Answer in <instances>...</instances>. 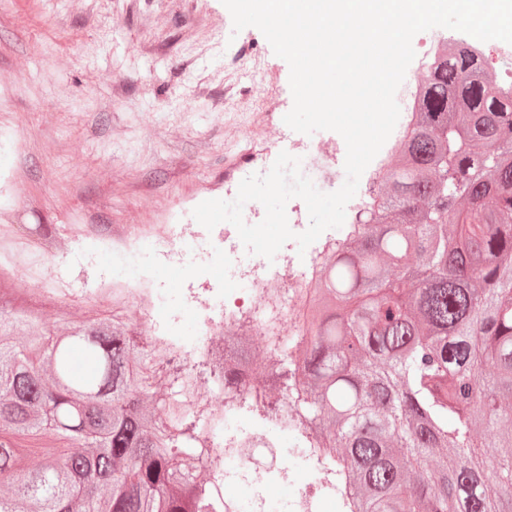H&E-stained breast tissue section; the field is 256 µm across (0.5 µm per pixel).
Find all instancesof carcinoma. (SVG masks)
<instances>
[{
    "label": "carcinoma",
    "mask_w": 512,
    "mask_h": 512,
    "mask_svg": "<svg viewBox=\"0 0 512 512\" xmlns=\"http://www.w3.org/2000/svg\"><path fill=\"white\" fill-rule=\"evenodd\" d=\"M412 115L262 379L246 339L212 368L227 399L258 380L265 412L288 401L350 512H512V92L455 39ZM19 295L0 284V512H215L205 410L147 409L199 364L129 335L118 296L51 329Z\"/></svg>",
    "instance_id": "obj_1"
}]
</instances>
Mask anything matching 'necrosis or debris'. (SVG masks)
<instances>
[{"label": "necrosis or debris", "mask_w": 512, "mask_h": 512, "mask_svg": "<svg viewBox=\"0 0 512 512\" xmlns=\"http://www.w3.org/2000/svg\"><path fill=\"white\" fill-rule=\"evenodd\" d=\"M410 119V113L400 115L394 131L369 164L361 206H370L379 174L406 135ZM100 239L120 263L110 287L121 289L142 312L145 321H152L164 308L167 297L154 288L135 264L142 245L149 242L168 250H184L195 244V236L175 238L166 234L163 225L136 224L117 232L101 233ZM315 269V264L298 267L287 259L271 271L262 256H253L247 283L231 279L223 291L198 299L200 335H222L229 339L245 324L259 337L272 331L286 333L297 321L302 290ZM211 393L205 425L217 450V461L209 473L218 487L222 512H268L266 490L276 483L295 486L290 512H323L326 502L335 501L340 492L336 471L314 457L310 449L299 448L294 453L311 473L306 483L295 484L289 455L272 437L273 432L285 433L293 428L287 409L266 416L256 412L247 400L225 402L220 387H212Z\"/></svg>", "instance_id": "1"}]
</instances>
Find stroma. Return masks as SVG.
I'll return each mask as SVG.
<instances>
[{"instance_id": "1", "label": "stroma", "mask_w": 512, "mask_h": 512, "mask_svg": "<svg viewBox=\"0 0 512 512\" xmlns=\"http://www.w3.org/2000/svg\"><path fill=\"white\" fill-rule=\"evenodd\" d=\"M289 66L254 27L234 31L221 0H0V219L55 241L38 254L56 278H25L26 300L63 285L73 319L110 315L97 293L116 264L92 229L193 223L233 200L237 151L339 141L284 123ZM144 273L166 289L162 334L198 339L187 288H220L224 261L144 246Z\"/></svg>"}]
</instances>
